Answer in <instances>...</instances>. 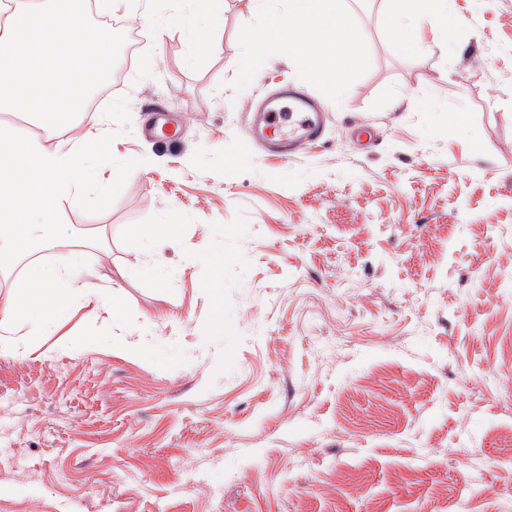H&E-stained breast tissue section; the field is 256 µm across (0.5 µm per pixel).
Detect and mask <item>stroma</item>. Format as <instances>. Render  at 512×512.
<instances>
[{
    "label": "stroma",
    "mask_w": 512,
    "mask_h": 512,
    "mask_svg": "<svg viewBox=\"0 0 512 512\" xmlns=\"http://www.w3.org/2000/svg\"><path fill=\"white\" fill-rule=\"evenodd\" d=\"M244 2L193 65L167 0H142L88 159L112 206H60V235L106 237L85 263L120 304L70 307L47 357L0 354V512H504L512 0H451L413 55L388 0H342L360 66L333 94L280 43L253 52ZM282 83L327 114L286 159L243 135ZM155 108L175 137L146 132ZM159 224L157 256L133 232Z\"/></svg>",
    "instance_id": "35a3bbf8"
}]
</instances>
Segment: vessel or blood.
<instances>
[{"label": "vessel or blood", "mask_w": 512, "mask_h": 512, "mask_svg": "<svg viewBox=\"0 0 512 512\" xmlns=\"http://www.w3.org/2000/svg\"><path fill=\"white\" fill-rule=\"evenodd\" d=\"M323 123L324 115L313 98L284 87L255 110L245 134L285 155L315 142Z\"/></svg>", "instance_id": "vessel-or-blood-1"}]
</instances>
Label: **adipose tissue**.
Returning a JSON list of instances; mask_svg holds the SVG:
<instances>
[{"mask_svg":"<svg viewBox=\"0 0 512 512\" xmlns=\"http://www.w3.org/2000/svg\"><path fill=\"white\" fill-rule=\"evenodd\" d=\"M449 0H405L403 9L388 12V24L401 51L422 46V28L447 33L456 23ZM273 34L287 37L289 56L297 57L321 77L328 91L356 76L360 39L338 0H288L287 14L267 13L261 29L252 31L254 44ZM109 134L95 119L80 136L50 143L39 138L16 145L10 127L0 124V254L13 261L27 257L29 247L52 254L49 263H29L14 291L0 297V353H34L53 319L72 305L102 308L106 299L83 264L85 245L57 234L59 202L80 201L88 193L86 157ZM36 188L54 205L30 210L24 192Z\"/></svg>","mask_w":512,"mask_h":512,"instance_id":"ef3b65f1","label":"adipose tissue"}]
</instances>
